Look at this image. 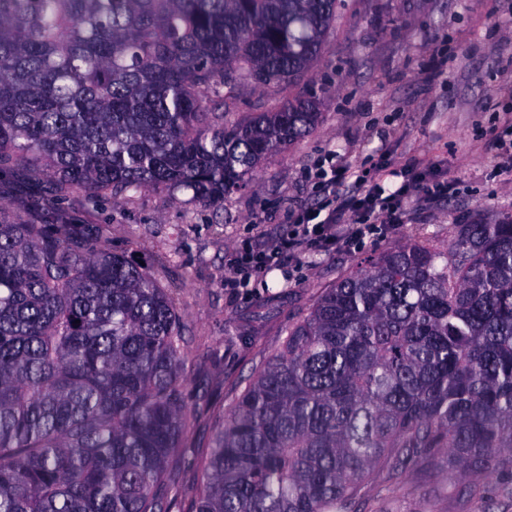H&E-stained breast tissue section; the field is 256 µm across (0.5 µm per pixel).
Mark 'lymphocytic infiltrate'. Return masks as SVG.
I'll list each match as a JSON object with an SVG mask.
<instances>
[{
  "mask_svg": "<svg viewBox=\"0 0 512 512\" xmlns=\"http://www.w3.org/2000/svg\"><path fill=\"white\" fill-rule=\"evenodd\" d=\"M444 169L435 175H404L402 183L393 190L382 182L367 181L364 175H355L354 192L343 199L335 209L322 212L310 208L297 213L286 237L273 247L257 250L249 246L238 248L232 260V269L226 281L231 288L250 287L259 274L280 263L284 254L309 250L329 252L335 249L353 250L379 227L398 224L410 196L411 187H418L425 196L438 195L445 187Z\"/></svg>",
  "mask_w": 512,
  "mask_h": 512,
  "instance_id": "obj_1",
  "label": "lymphocytic infiltrate"
}]
</instances>
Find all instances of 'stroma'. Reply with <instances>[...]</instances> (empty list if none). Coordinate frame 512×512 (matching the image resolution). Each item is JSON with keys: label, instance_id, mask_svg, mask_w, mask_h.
Instances as JSON below:
<instances>
[{"label": "stroma", "instance_id": "obj_1", "mask_svg": "<svg viewBox=\"0 0 512 512\" xmlns=\"http://www.w3.org/2000/svg\"><path fill=\"white\" fill-rule=\"evenodd\" d=\"M327 50L296 84L251 87L225 125L269 112L289 98L318 103V125L265 161L248 186L219 207L190 192L152 188L89 203L72 189L55 195L45 177L21 171L0 180V200L25 220L45 211L97 229L104 248L138 255L180 313L182 375L194 413L187 452L170 465L169 494L201 481L199 462L214 415L280 349L325 288L406 240L446 249L458 225L512 215V183L495 171L491 141L512 121V0H349L327 34ZM367 176L442 162L451 182L435 199L414 195L401 224L360 249L310 251L284 261L249 288L225 287L233 249L265 248L288 212L326 204L308 175L327 152ZM453 485L436 464L409 474L401 490L365 488L355 512H454Z\"/></svg>", "mask_w": 512, "mask_h": 512}]
</instances>
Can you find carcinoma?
I'll use <instances>...</instances> for the list:
<instances>
[{
  "instance_id": "cac0c4a2",
  "label": "carcinoma",
  "mask_w": 512,
  "mask_h": 512,
  "mask_svg": "<svg viewBox=\"0 0 512 512\" xmlns=\"http://www.w3.org/2000/svg\"><path fill=\"white\" fill-rule=\"evenodd\" d=\"M346 0H0V178L218 205L319 122L299 81ZM167 291L83 224L0 202V512H168L188 425ZM189 512H348L442 460L462 501L512 492V217L406 241L326 289L219 418Z\"/></svg>"
}]
</instances>
